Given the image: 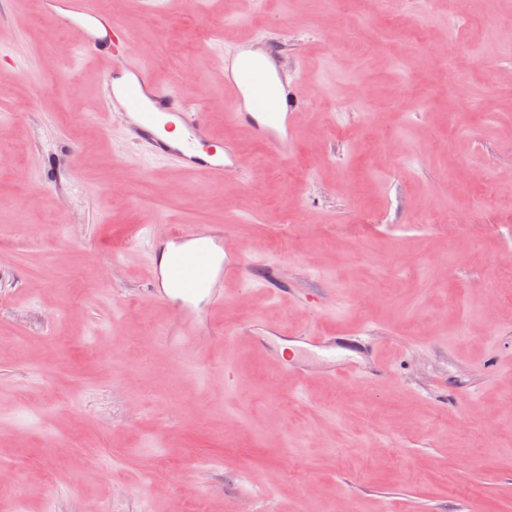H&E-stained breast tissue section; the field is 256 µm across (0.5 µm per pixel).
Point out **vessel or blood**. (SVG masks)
<instances>
[{"instance_id": "obj_1", "label": "vessel or blood", "mask_w": 512, "mask_h": 512, "mask_svg": "<svg viewBox=\"0 0 512 512\" xmlns=\"http://www.w3.org/2000/svg\"><path fill=\"white\" fill-rule=\"evenodd\" d=\"M41 5L49 25L81 30V53L102 64L109 103L123 113L131 140L149 155L207 178L221 179L240 170L236 146L218 139L189 96L162 85L145 62L129 56L131 33L100 13L95 0H41ZM224 90L233 104L226 121L249 131L280 159H288L297 135L296 117L308 95L288 81L280 53L269 44L258 48L245 43L225 55ZM151 245L144 294L148 301L170 307L172 322L164 342L183 358H196L206 312L224 302L226 282L249 279L273 296L286 294L282 268L244 262L241 249L230 248L224 225H187L152 239ZM293 340L301 351L317 355L320 364L292 360L287 364L292 374L303 379L315 373L355 375L350 361L336 357L337 349L348 347L347 338L308 329Z\"/></svg>"}]
</instances>
